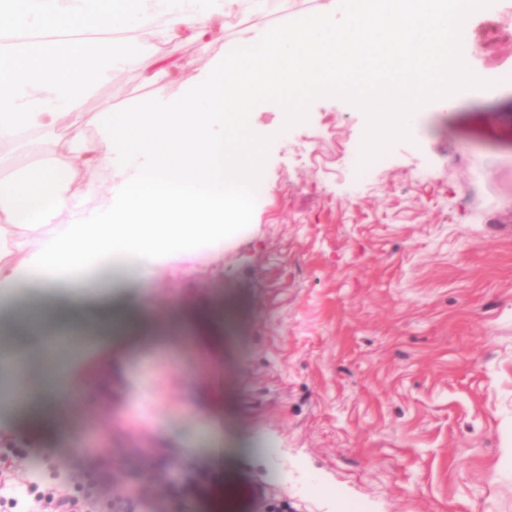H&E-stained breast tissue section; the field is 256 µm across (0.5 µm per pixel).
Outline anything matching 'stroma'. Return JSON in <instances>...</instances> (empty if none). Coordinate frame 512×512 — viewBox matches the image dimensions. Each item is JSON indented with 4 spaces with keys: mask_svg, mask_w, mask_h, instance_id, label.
<instances>
[{
    "mask_svg": "<svg viewBox=\"0 0 512 512\" xmlns=\"http://www.w3.org/2000/svg\"><path fill=\"white\" fill-rule=\"evenodd\" d=\"M327 4L260 0L203 42H161L166 85L121 73L86 108L178 98L243 24ZM471 31L506 76L386 137L352 98L309 99L294 120L254 108L260 187L223 250L100 269L91 310L58 328L98 338L71 364L61 418L9 415L0 471L32 451L33 494L64 472L96 484L103 510L211 512L217 374L222 512H512V27L478 12ZM109 305L140 318L102 337ZM198 306L224 311L221 358L194 336ZM214 407L207 417L209 437L211 440L210 451L215 459L214 477L223 474V458H224V430L222 418V405L224 399L223 386L219 385L209 390Z\"/></svg>",
    "mask_w": 512,
    "mask_h": 512,
    "instance_id": "obj_1",
    "label": "stroma"
}]
</instances>
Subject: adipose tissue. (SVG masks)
Returning <instances> with one entry per match:
<instances>
[{"label": "adipose tissue", "instance_id": "ef3b65f1", "mask_svg": "<svg viewBox=\"0 0 512 512\" xmlns=\"http://www.w3.org/2000/svg\"><path fill=\"white\" fill-rule=\"evenodd\" d=\"M479 0H329L291 24L241 30L231 59H212L179 100L137 112L99 113L102 146L82 158L57 152L78 131L87 100L119 70L144 68L159 84L166 57L143 67L141 36L199 42L242 0H0V152L36 133L47 156L0 177V303L31 282L78 289L114 257L134 259L197 243L223 248L225 226L250 204L264 145L250 126L255 101L304 110L309 98L360 99L380 128L396 131L432 104L477 90L459 52ZM105 152L116 180L89 210L97 186L83 172Z\"/></svg>", "mask_w": 512, "mask_h": 512}]
</instances>
